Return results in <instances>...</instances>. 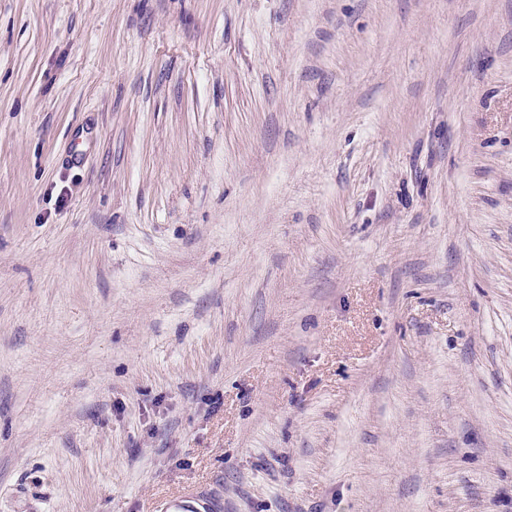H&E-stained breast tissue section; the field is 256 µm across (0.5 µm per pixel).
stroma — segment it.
<instances>
[{
    "label": "stroma",
    "instance_id": "obj_1",
    "mask_svg": "<svg viewBox=\"0 0 512 512\" xmlns=\"http://www.w3.org/2000/svg\"><path fill=\"white\" fill-rule=\"evenodd\" d=\"M512 512V0H0V512ZM224 501L217 496L196 495L185 492L179 499L169 503L165 512H222Z\"/></svg>",
    "mask_w": 512,
    "mask_h": 512
}]
</instances>
